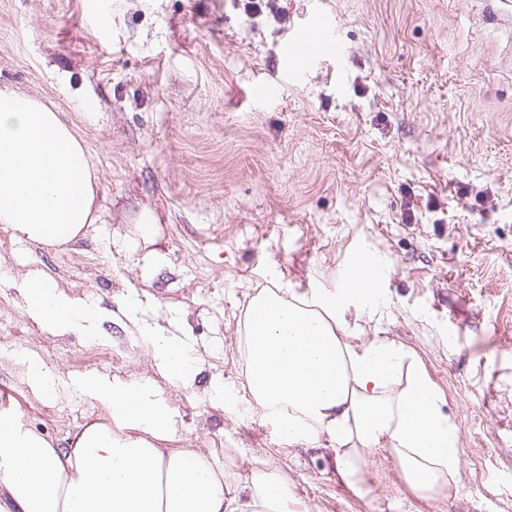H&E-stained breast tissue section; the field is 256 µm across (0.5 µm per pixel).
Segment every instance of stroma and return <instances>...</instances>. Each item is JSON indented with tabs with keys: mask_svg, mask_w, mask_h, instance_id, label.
<instances>
[{
	"mask_svg": "<svg viewBox=\"0 0 512 512\" xmlns=\"http://www.w3.org/2000/svg\"><path fill=\"white\" fill-rule=\"evenodd\" d=\"M110 23L98 28L97 13ZM324 17L341 52L259 100L294 29ZM0 84L51 100L84 138L101 218L47 246L0 229V390L66 446L105 406L72 390L96 372L150 382L179 447L237 482L287 476L284 512H512V6L504 0H0ZM159 218L154 241L135 227ZM152 250L164 263L143 272ZM388 264L379 317L353 341L413 349L458 426L459 474L423 499L389 450L364 456L367 493L340 483L327 436L286 445L245 394L241 321L277 273L341 287L352 258ZM30 270L105 309L100 337L30 320L11 283ZM188 339L198 372L166 373L136 319ZM43 363L58 393L28 382Z\"/></svg>",
	"mask_w": 512,
	"mask_h": 512,
	"instance_id": "stroma-1",
	"label": "stroma"
}]
</instances>
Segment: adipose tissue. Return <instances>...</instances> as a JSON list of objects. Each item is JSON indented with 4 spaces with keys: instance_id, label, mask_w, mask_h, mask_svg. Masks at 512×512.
Here are the masks:
<instances>
[{
    "instance_id": "adipose-tissue-1",
    "label": "adipose tissue",
    "mask_w": 512,
    "mask_h": 512,
    "mask_svg": "<svg viewBox=\"0 0 512 512\" xmlns=\"http://www.w3.org/2000/svg\"><path fill=\"white\" fill-rule=\"evenodd\" d=\"M97 171L75 124L55 104L0 85V224L46 245L80 239L96 223ZM357 256L341 288L293 294L270 277L242 327L248 406L274 419L288 444L328 435L336 473L364 495L365 450L386 448L422 498L455 483L458 428L418 355L385 339L351 343L349 308L381 314L379 284ZM27 316L53 333L95 340L103 313L41 273L18 285ZM143 334L183 385L195 377L188 342L159 325ZM72 387L109 410L69 447L0 414V512H282L289 485L257 474L231 489L210 456L171 447L173 414L147 383L87 373Z\"/></svg>"
}]
</instances>
